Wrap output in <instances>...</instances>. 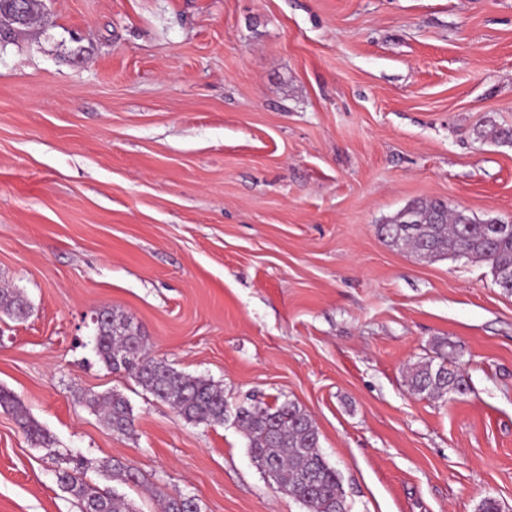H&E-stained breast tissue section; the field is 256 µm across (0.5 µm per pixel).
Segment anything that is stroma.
I'll list each match as a JSON object with an SVG mask.
<instances>
[{
	"label": "stroma",
	"mask_w": 512,
	"mask_h": 512,
	"mask_svg": "<svg viewBox=\"0 0 512 512\" xmlns=\"http://www.w3.org/2000/svg\"><path fill=\"white\" fill-rule=\"evenodd\" d=\"M512 0H46L0 43V512H80L58 451L136 512H307L233 413L292 401L351 512H512V294L487 264L424 261L376 227L440 199L512 220ZM224 388L186 422L94 352V312ZM448 354L468 389L412 395ZM122 394L113 434L82 399ZM119 460L140 484L104 477ZM0 408L11 411L18 421L20 427L31 439L48 445L49 439L40 426L32 420L24 410L20 400L13 393L0 388Z\"/></svg>",
	"instance_id": "1"
}]
</instances>
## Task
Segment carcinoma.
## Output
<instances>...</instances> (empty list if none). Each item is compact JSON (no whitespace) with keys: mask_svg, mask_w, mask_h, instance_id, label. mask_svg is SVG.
Listing matches in <instances>:
<instances>
[{"mask_svg":"<svg viewBox=\"0 0 512 512\" xmlns=\"http://www.w3.org/2000/svg\"><path fill=\"white\" fill-rule=\"evenodd\" d=\"M415 212L416 223H405L398 213L378 225L379 236L389 245L406 248L416 256L432 261L438 258H466L487 263L494 280H512V227L496 233L491 224L442 200L417 201L407 206ZM0 309L21 317L27 303L14 291L0 289ZM96 325V353L113 372H126L157 399L167 403L186 420L207 425L224 424L227 404L224 390L203 377L184 374L163 360L147 356L145 336L113 312ZM410 391L420 397L442 398L460 394L468 384L463 371L439 356L412 368ZM87 407L104 415L106 424L117 435L128 434L133 425L128 401L118 393L90 394ZM0 408L12 412L29 437L44 445L49 439L24 410L13 393L0 388ZM240 426L250 441L253 461L289 496L302 502L308 512H351L341 477L324 458L320 434L311 416L294 402L274 407L260 401L239 409ZM85 463L79 456L69 458L68 467L57 471V481L77 498L81 512H134L124 497L108 487L90 484L80 478ZM112 476L138 482L137 473L119 461L106 466ZM163 512H198L195 499L182 494L164 499Z\"/></svg>","mask_w":512,"mask_h":512,"instance_id":"cac0c4a2","label":"carcinoma"}]
</instances>
